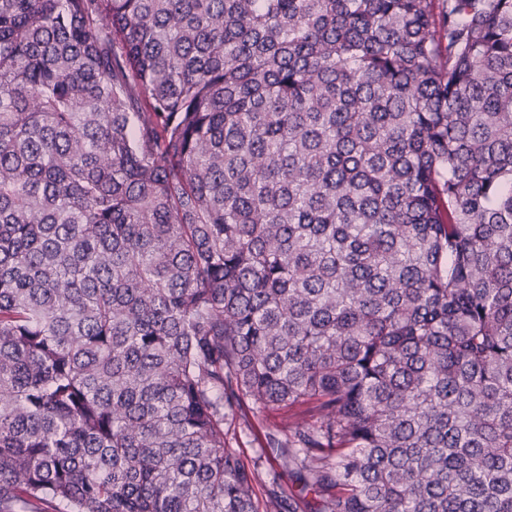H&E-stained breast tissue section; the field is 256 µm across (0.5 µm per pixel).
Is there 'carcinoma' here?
<instances>
[{
    "mask_svg": "<svg viewBox=\"0 0 512 512\" xmlns=\"http://www.w3.org/2000/svg\"><path fill=\"white\" fill-rule=\"evenodd\" d=\"M36 504L512 512V0H0V512ZM234 428L237 437V445L234 446L235 448H240L245 462L251 466L256 456V449L258 448V443L254 441L255 436L247 430L243 421L237 422Z\"/></svg>",
    "mask_w": 512,
    "mask_h": 512,
    "instance_id": "cac0c4a2",
    "label": "carcinoma"
}]
</instances>
